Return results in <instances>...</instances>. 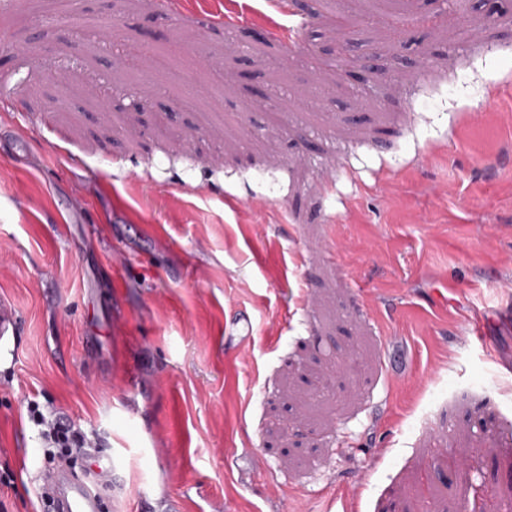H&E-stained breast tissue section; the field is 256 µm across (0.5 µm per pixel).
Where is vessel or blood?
I'll list each match as a JSON object with an SVG mask.
<instances>
[{
    "label": "vessel or blood",
    "mask_w": 512,
    "mask_h": 512,
    "mask_svg": "<svg viewBox=\"0 0 512 512\" xmlns=\"http://www.w3.org/2000/svg\"><path fill=\"white\" fill-rule=\"evenodd\" d=\"M88 462L84 478L63 464L42 475L43 496L52 512H102V492L116 475L118 459L108 449L98 447L90 452Z\"/></svg>",
    "instance_id": "b4317fda"
}]
</instances>
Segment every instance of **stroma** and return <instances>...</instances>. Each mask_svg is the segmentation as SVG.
<instances>
[{"mask_svg":"<svg viewBox=\"0 0 512 512\" xmlns=\"http://www.w3.org/2000/svg\"><path fill=\"white\" fill-rule=\"evenodd\" d=\"M182 2L0 0L7 512H512V10ZM28 414L33 424L40 427V437L44 447L48 448L46 455L50 460L67 462L80 448L87 447L86 435L80 428L66 424L60 419L50 418L40 410L38 403L28 404ZM86 452L88 474L91 478L74 475L68 465L54 466L41 475L43 497L51 512H101L104 497L101 491L112 483L117 471L118 459L114 451L100 448Z\"/></svg>","mask_w":512,"mask_h":512,"instance_id":"obj_1","label":"stroma"}]
</instances>
